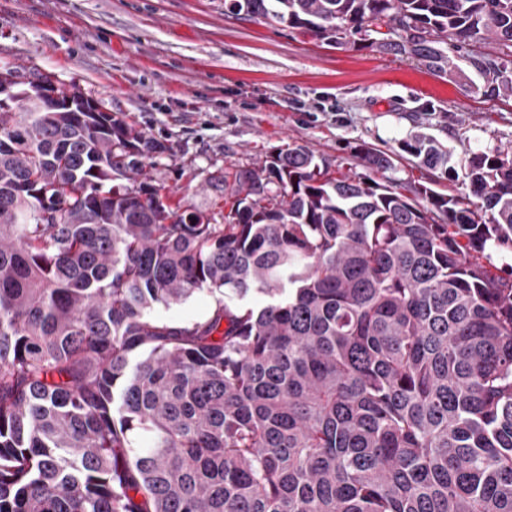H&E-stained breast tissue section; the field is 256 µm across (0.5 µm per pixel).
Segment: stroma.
Wrapping results in <instances>:
<instances>
[{
	"instance_id": "obj_1",
	"label": "stroma",
	"mask_w": 512,
	"mask_h": 512,
	"mask_svg": "<svg viewBox=\"0 0 512 512\" xmlns=\"http://www.w3.org/2000/svg\"><path fill=\"white\" fill-rule=\"evenodd\" d=\"M47 75L168 147L154 177L172 203L206 207L211 172L289 143L343 165L427 133L463 168L512 147V100L481 78L436 76L409 58L329 46L224 15V0H0V72Z\"/></svg>"
}]
</instances>
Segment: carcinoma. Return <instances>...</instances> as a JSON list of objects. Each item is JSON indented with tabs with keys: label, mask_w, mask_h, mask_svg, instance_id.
<instances>
[{
	"label": "carcinoma",
	"mask_w": 512,
	"mask_h": 512,
	"mask_svg": "<svg viewBox=\"0 0 512 512\" xmlns=\"http://www.w3.org/2000/svg\"><path fill=\"white\" fill-rule=\"evenodd\" d=\"M512 98V0H224ZM0 103V512H512V150L407 192L290 143L173 207L160 141ZM453 180L426 133L401 143ZM210 315H153L196 292ZM251 294L264 305H241Z\"/></svg>",
	"instance_id": "cac0c4a2"
}]
</instances>
